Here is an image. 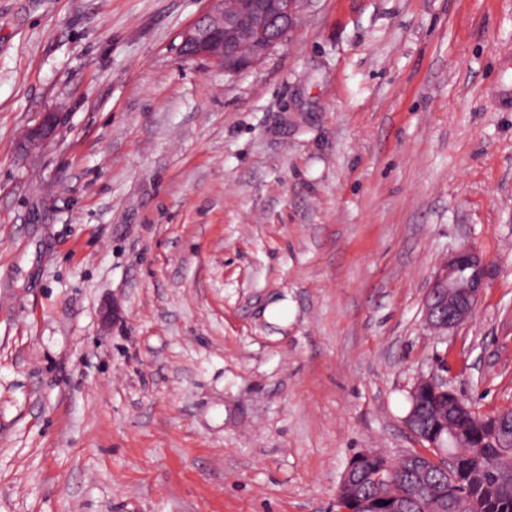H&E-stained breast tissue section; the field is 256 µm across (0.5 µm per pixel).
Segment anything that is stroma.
I'll use <instances>...</instances> for the list:
<instances>
[{
  "mask_svg": "<svg viewBox=\"0 0 512 512\" xmlns=\"http://www.w3.org/2000/svg\"><path fill=\"white\" fill-rule=\"evenodd\" d=\"M206 5L0 0V512H338L420 377L512 407V0H302L236 74L178 53ZM58 121L57 112H47L38 124L28 130L26 145L31 148L51 138L54 134ZM488 260L470 247L453 252L434 275L423 304L425 325L438 336L470 322L488 283Z\"/></svg>",
  "mask_w": 512,
  "mask_h": 512,
  "instance_id": "stroma-1",
  "label": "stroma"
}]
</instances>
